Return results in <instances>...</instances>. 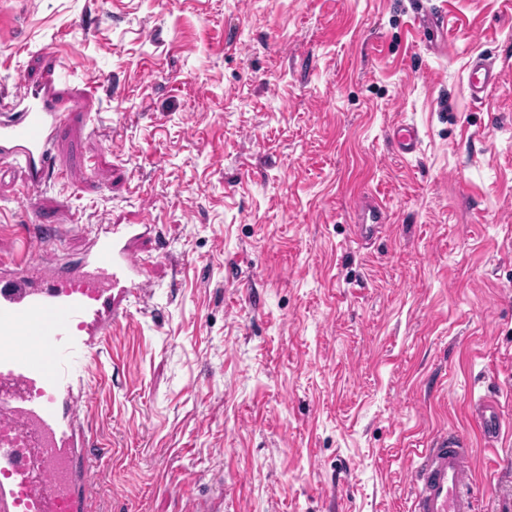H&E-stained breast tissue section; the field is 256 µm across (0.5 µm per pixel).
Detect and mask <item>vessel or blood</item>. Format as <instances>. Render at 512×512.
<instances>
[{"instance_id": "b4317fda", "label": "vessel or blood", "mask_w": 512, "mask_h": 512, "mask_svg": "<svg viewBox=\"0 0 512 512\" xmlns=\"http://www.w3.org/2000/svg\"><path fill=\"white\" fill-rule=\"evenodd\" d=\"M500 77L489 57L473 58L471 98L485 100ZM16 100L17 112L0 118V159L15 161L26 185L39 187L71 105L50 85L23 88ZM393 141L403 158L421 146L408 123L394 127ZM386 221L382 202L367 203L357 213L355 241H372ZM146 231L143 224L101 227L73 265L46 267L23 255L0 262V512H106L94 504L93 453L81 417L86 381L76 363L126 318L131 300L149 294L139 251ZM470 415L482 440L496 444L504 424L499 403L478 399ZM472 467L464 434L436 433L416 453L410 512H476Z\"/></svg>"}]
</instances>
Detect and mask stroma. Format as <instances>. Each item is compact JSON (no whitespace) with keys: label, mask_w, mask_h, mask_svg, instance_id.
<instances>
[{"label":"stroma","mask_w":512,"mask_h":512,"mask_svg":"<svg viewBox=\"0 0 512 512\" xmlns=\"http://www.w3.org/2000/svg\"><path fill=\"white\" fill-rule=\"evenodd\" d=\"M47 81L76 106L46 184L0 161V257L155 227L152 295L86 374L109 512H409L447 429L478 512H512V0H0V113ZM501 77V70H497L490 58L477 55L468 66L466 84L473 100H485L490 90L495 87ZM393 141L398 155L403 158L415 156L421 146L418 128L408 123H399L393 128ZM387 222V211L378 200L367 203L357 213L354 227V239L360 245L372 241L381 233ZM470 415L474 419L482 440L495 445L500 438L504 416L499 403L494 399L479 398L470 405Z\"/></svg>","instance_id":"35a3bbf8"}]
</instances>
